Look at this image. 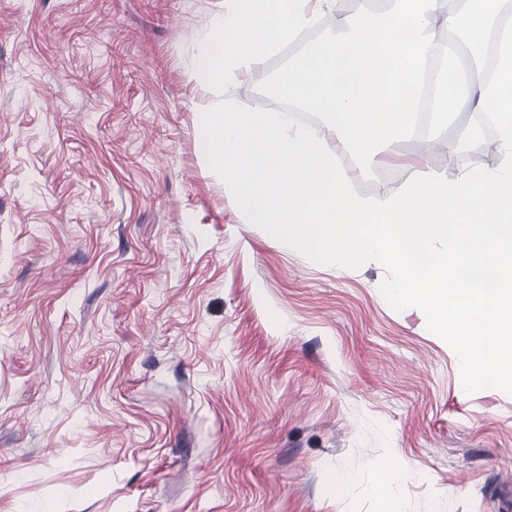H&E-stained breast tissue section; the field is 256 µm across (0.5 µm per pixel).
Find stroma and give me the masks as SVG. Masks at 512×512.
Returning a JSON list of instances; mask_svg holds the SVG:
<instances>
[{"label": "stroma", "instance_id": "1", "mask_svg": "<svg viewBox=\"0 0 512 512\" xmlns=\"http://www.w3.org/2000/svg\"><path fill=\"white\" fill-rule=\"evenodd\" d=\"M216 3L0 0V512H498L512 395L465 393L380 264L283 249L203 161ZM332 25L225 99L275 109L258 82ZM502 161L411 138L353 180Z\"/></svg>", "mask_w": 512, "mask_h": 512}]
</instances>
